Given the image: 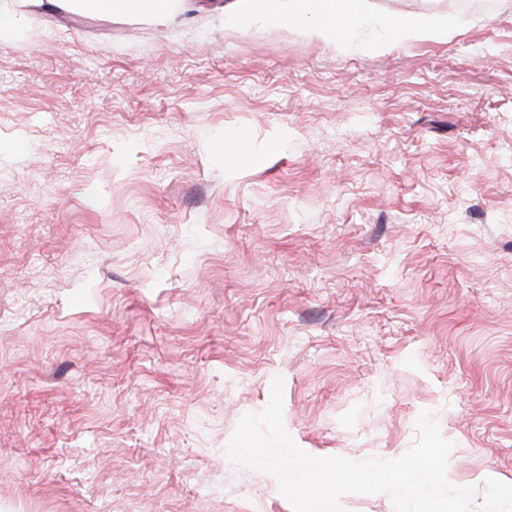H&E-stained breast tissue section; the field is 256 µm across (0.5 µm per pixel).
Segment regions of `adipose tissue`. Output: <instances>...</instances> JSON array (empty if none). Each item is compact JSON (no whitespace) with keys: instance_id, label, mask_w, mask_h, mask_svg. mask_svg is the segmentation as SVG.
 <instances>
[{"instance_id":"1","label":"adipose tissue","mask_w":512,"mask_h":512,"mask_svg":"<svg viewBox=\"0 0 512 512\" xmlns=\"http://www.w3.org/2000/svg\"><path fill=\"white\" fill-rule=\"evenodd\" d=\"M102 13L145 16L163 24L181 10V0H91ZM368 0H234L233 19L240 27L262 22L305 37L346 47L348 29L368 15ZM453 25L430 17L408 19L388 29L389 44L447 39Z\"/></svg>"}]
</instances>
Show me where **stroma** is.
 <instances>
[{
	"label": "stroma",
	"mask_w": 512,
	"mask_h": 512,
	"mask_svg": "<svg viewBox=\"0 0 512 512\" xmlns=\"http://www.w3.org/2000/svg\"><path fill=\"white\" fill-rule=\"evenodd\" d=\"M369 2L342 50L0 0V512H293L227 456L278 376L310 455L428 410L512 512V0ZM388 40L379 45L382 49H388L390 45L418 40H447L448 35L454 30L453 25L446 21H438L430 17L419 19H407L399 24L392 25L388 22Z\"/></svg>",
	"instance_id": "35a3bbf8"
}]
</instances>
